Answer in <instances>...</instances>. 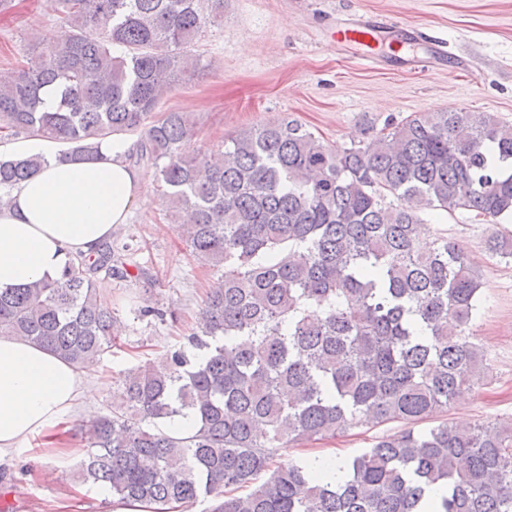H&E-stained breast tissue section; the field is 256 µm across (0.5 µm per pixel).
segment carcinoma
Segmentation results:
<instances>
[{
	"instance_id": "carcinoma-1",
	"label": "carcinoma",
	"mask_w": 512,
	"mask_h": 512,
	"mask_svg": "<svg viewBox=\"0 0 512 512\" xmlns=\"http://www.w3.org/2000/svg\"><path fill=\"white\" fill-rule=\"evenodd\" d=\"M58 34L33 45L0 85V132L102 157L139 134L128 159L154 169L191 252L220 272L196 353L169 351L124 372L122 407L91 421L80 466L129 507L173 512H512V427L446 422L385 437L349 461L341 484L311 465H272L283 448L363 425L423 421L484 377L466 334L482 283L440 235L418 251L422 214L470 210L512 221V125L488 113L425 112L338 151L297 121L243 129L188 156L191 124L155 116L198 66L189 47L224 19V0H55ZM57 92V108L44 105ZM44 154L0 156V188ZM490 249L512 258V236ZM119 250L74 258L59 278L0 290V335L35 342L77 368L114 345L120 323L98 274L123 275ZM190 416L196 430H166Z\"/></svg>"
}]
</instances>
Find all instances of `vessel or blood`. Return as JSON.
I'll return each mask as SVG.
<instances>
[{"label":"vessel or blood","instance_id":"b4317fda","mask_svg":"<svg viewBox=\"0 0 512 512\" xmlns=\"http://www.w3.org/2000/svg\"><path fill=\"white\" fill-rule=\"evenodd\" d=\"M339 48L363 64L383 62L385 52L405 53L413 67L431 59H446L448 45L429 41L416 27L401 26L367 14L345 16L333 33Z\"/></svg>","mask_w":512,"mask_h":512}]
</instances>
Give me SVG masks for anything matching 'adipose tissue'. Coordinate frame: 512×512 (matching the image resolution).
Listing matches in <instances>:
<instances>
[{
    "instance_id": "1",
    "label": "adipose tissue",
    "mask_w": 512,
    "mask_h": 512,
    "mask_svg": "<svg viewBox=\"0 0 512 512\" xmlns=\"http://www.w3.org/2000/svg\"><path fill=\"white\" fill-rule=\"evenodd\" d=\"M130 141L103 145L97 161H50L10 189L0 207V288L60 276L75 256L96 255L141 197ZM90 388L82 370L44 347L0 336V461L51 438Z\"/></svg>"
}]
</instances>
